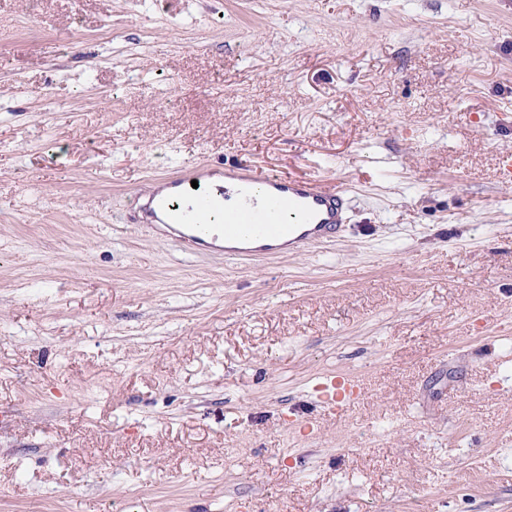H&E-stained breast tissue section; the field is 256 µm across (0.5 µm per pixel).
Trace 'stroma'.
<instances>
[{
  "label": "stroma",
  "instance_id": "stroma-1",
  "mask_svg": "<svg viewBox=\"0 0 512 512\" xmlns=\"http://www.w3.org/2000/svg\"><path fill=\"white\" fill-rule=\"evenodd\" d=\"M0 58V512H512V0H0ZM240 163L343 235L132 222ZM193 168L169 177L165 193L149 195L136 213L187 253L209 251L232 259L292 255L336 236L347 207V194L316 179L269 174L253 166L224 170L238 186V203L226 188ZM198 181V188L191 181ZM141 212V217L139 213ZM314 392L319 404L333 412L358 403L365 395L364 386L358 378L334 373L323 376Z\"/></svg>",
  "mask_w": 512,
  "mask_h": 512
}]
</instances>
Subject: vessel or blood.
<instances>
[{"label": "vessel or blood", "instance_id": "vessel-or-blood-1", "mask_svg": "<svg viewBox=\"0 0 512 512\" xmlns=\"http://www.w3.org/2000/svg\"><path fill=\"white\" fill-rule=\"evenodd\" d=\"M238 186L235 208L224 205L223 185L183 169L165 192L150 194L140 212L148 228L175 241L187 253H219L232 259L292 255L335 237L344 222L345 191L316 179L269 174L249 165L226 169ZM314 392L329 410L358 403L361 381L346 374L322 377Z\"/></svg>", "mask_w": 512, "mask_h": 512}]
</instances>
